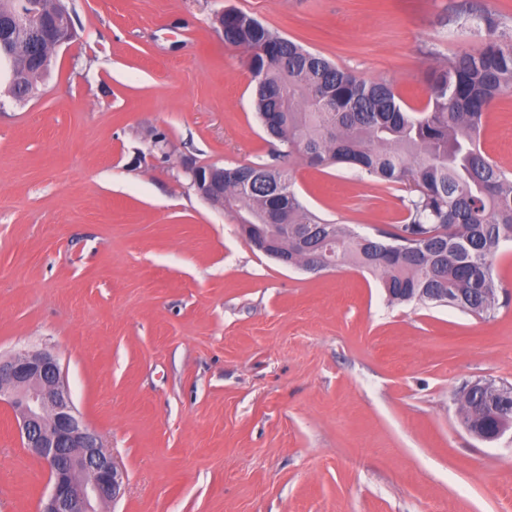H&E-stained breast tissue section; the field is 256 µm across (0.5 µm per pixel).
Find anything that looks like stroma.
Segmentation results:
<instances>
[{
  "label": "stroma",
  "mask_w": 512,
  "mask_h": 512,
  "mask_svg": "<svg viewBox=\"0 0 512 512\" xmlns=\"http://www.w3.org/2000/svg\"><path fill=\"white\" fill-rule=\"evenodd\" d=\"M78 36L28 101L0 105V355L44 349L124 477L109 512H512V435L471 436L457 393L512 384V243L494 318L389 305L351 264L259 251L183 164L271 162L242 51L246 12L367 81L426 102L512 0H68ZM165 135L164 149L153 145ZM484 154L512 173V95ZM303 204L363 234L405 190L348 165L280 160ZM46 478L0 405V512Z\"/></svg>",
  "instance_id": "35a3bbf8"
}]
</instances>
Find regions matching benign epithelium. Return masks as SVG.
Masks as SVG:
<instances>
[{"instance_id":"1","label":"benign epithelium","mask_w":512,"mask_h":512,"mask_svg":"<svg viewBox=\"0 0 512 512\" xmlns=\"http://www.w3.org/2000/svg\"><path fill=\"white\" fill-rule=\"evenodd\" d=\"M183 172L190 185L208 203L224 208V166L187 163ZM241 229L253 244L280 262L315 272L319 266L307 253L323 245L324 225L309 224L305 234L285 251L278 237L253 224ZM0 404L10 408L24 447L40 462L51 485L40 498L39 512H100L120 492L121 475L101 437L75 408L57 358L43 350H23L0 357ZM496 420L491 427L471 431L476 438L493 442L506 431Z\"/></svg>"}]
</instances>
